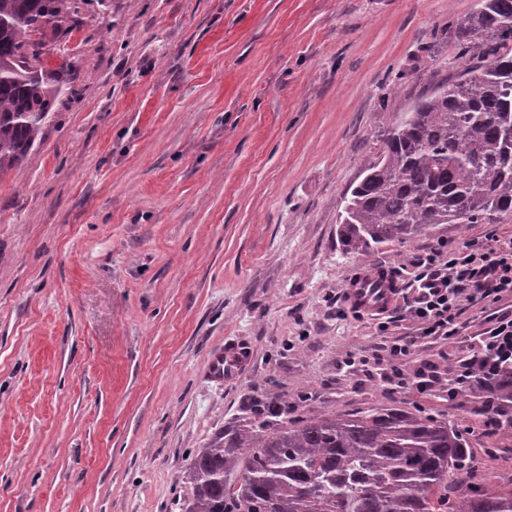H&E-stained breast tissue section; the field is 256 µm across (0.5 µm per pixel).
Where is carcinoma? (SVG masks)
Here are the masks:
<instances>
[{
	"label": "carcinoma",
	"instance_id": "carcinoma-1",
	"mask_svg": "<svg viewBox=\"0 0 512 512\" xmlns=\"http://www.w3.org/2000/svg\"><path fill=\"white\" fill-rule=\"evenodd\" d=\"M70 0H0V171L41 140L59 93L31 36ZM456 76L382 134L348 190L340 236L367 251L435 224L512 219V0H479L453 28ZM473 413L512 435V361L477 378ZM288 399L244 402L185 475V512H512V478L476 482L473 451L448 419L399 406L296 414Z\"/></svg>",
	"mask_w": 512,
	"mask_h": 512
}]
</instances>
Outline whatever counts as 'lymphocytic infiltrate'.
Returning <instances> with one entry per match:
<instances>
[{
  "label": "lymphocytic infiltrate",
  "mask_w": 512,
  "mask_h": 512,
  "mask_svg": "<svg viewBox=\"0 0 512 512\" xmlns=\"http://www.w3.org/2000/svg\"><path fill=\"white\" fill-rule=\"evenodd\" d=\"M409 288L413 295L405 300L402 316L382 317L377 328L388 331L403 318L415 325L416 334L381 343L379 361L403 365L435 344L457 339L464 307L477 303L492 308L482 351L512 360V310L498 307L512 298V237L502 239L490 233L458 247L436 248L417 259Z\"/></svg>",
  "instance_id": "lymphocytic-infiltrate-1"
}]
</instances>
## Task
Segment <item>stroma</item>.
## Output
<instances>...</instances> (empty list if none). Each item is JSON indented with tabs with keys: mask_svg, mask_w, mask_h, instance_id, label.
<instances>
[{
	"mask_svg": "<svg viewBox=\"0 0 512 512\" xmlns=\"http://www.w3.org/2000/svg\"><path fill=\"white\" fill-rule=\"evenodd\" d=\"M43 39L59 94L42 139L0 172V512H184V473L250 396L305 411L406 405L453 422L481 471L512 437L447 383L393 390L372 317L336 313L359 269L408 283L441 243L512 220L436 224L362 252L343 196L416 99L457 71L474 0H72ZM77 69H68V61ZM425 359L456 368L480 346ZM252 352L213 380L211 351Z\"/></svg>",
	"mask_w": 512,
	"mask_h": 512,
	"instance_id": "1",
	"label": "stroma"
}]
</instances>
